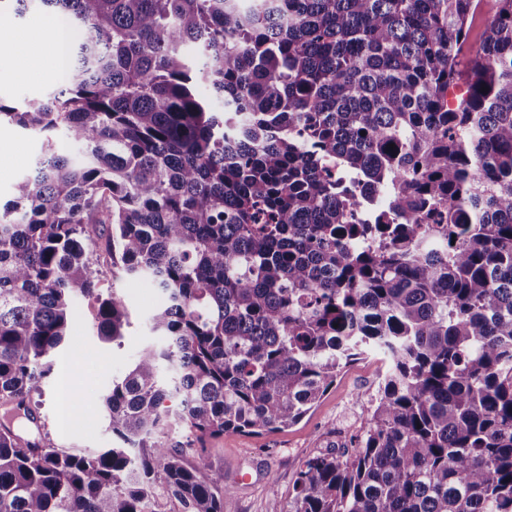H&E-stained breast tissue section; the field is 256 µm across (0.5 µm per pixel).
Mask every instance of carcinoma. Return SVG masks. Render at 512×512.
Instances as JSON below:
<instances>
[{
	"label": "carcinoma",
	"instance_id": "cac0c4a2",
	"mask_svg": "<svg viewBox=\"0 0 512 512\" xmlns=\"http://www.w3.org/2000/svg\"><path fill=\"white\" fill-rule=\"evenodd\" d=\"M494 2L467 57L483 0H0V25L73 31L61 85L0 97V124L43 138L0 207V403L40 428L75 300L124 336L100 224L164 293L167 339L101 398L118 447L0 424V512H155L160 489L224 512L204 442L299 422L370 353L387 369L358 450L308 457L291 512H512V0ZM173 418L191 468L157 437ZM493 4H494V1L485 0V2H483L481 11L476 15V17L473 21L472 27H471L469 40H468L467 45L464 50L466 55L474 54L477 51V49L479 48L480 34L482 31L483 25L485 23V20L493 12ZM53 18H56L59 23L62 24L61 20L56 15L39 12L27 14L11 24L0 25V30L3 32L5 30L24 31L33 43L40 44L48 41L51 35L50 27L45 20Z\"/></svg>",
	"mask_w": 512,
	"mask_h": 512
}]
</instances>
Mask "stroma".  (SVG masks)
I'll list each match as a JSON object with an SVG mask.
<instances>
[{
    "label": "stroma",
    "mask_w": 512,
    "mask_h": 512,
    "mask_svg": "<svg viewBox=\"0 0 512 512\" xmlns=\"http://www.w3.org/2000/svg\"><path fill=\"white\" fill-rule=\"evenodd\" d=\"M18 60L0 46V94L35 98L62 83L61 71L36 67L19 78ZM0 203L8 200L14 182L30 171L39 151V138L10 127L0 133ZM93 260L100 271L98 286L120 295L129 310L130 324L121 340L107 341L97 332L95 299L76 300L68 336L53 357V371L39 399L40 438L56 450H99L112 447L98 397L122 377L138 353L161 347L165 337L153 332L149 317L162 304L161 291L146 281L125 277L105 247ZM384 362L372 354L343 368L335 384L297 424L282 431L257 436L228 432L208 440L207 456L213 469L223 471L231 493L224 512H290L295 479L301 463L311 455L330 451L355 452L357 435L368 424L371 401L376 396ZM277 481V495L268 492L269 479Z\"/></svg>",
    "instance_id": "stroma-1"
}]
</instances>
